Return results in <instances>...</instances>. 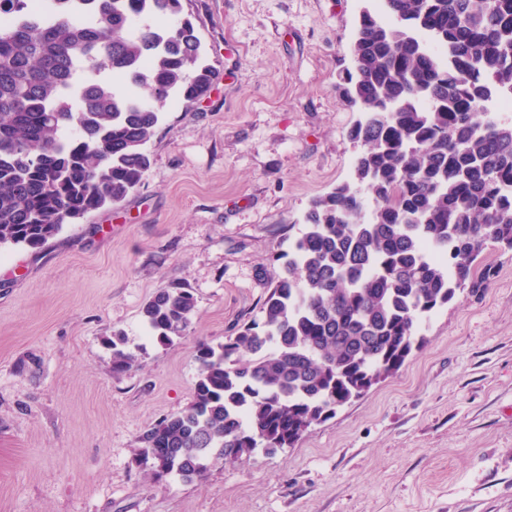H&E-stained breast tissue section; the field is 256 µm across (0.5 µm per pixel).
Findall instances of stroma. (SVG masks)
<instances>
[{"mask_svg": "<svg viewBox=\"0 0 512 512\" xmlns=\"http://www.w3.org/2000/svg\"><path fill=\"white\" fill-rule=\"evenodd\" d=\"M207 97L165 112L143 181L46 246L0 250V512H512V251L487 288L298 443L153 484L140 435L193 400L198 342L259 318L312 200L350 179L359 114L336 88L380 0H183ZM197 299L164 346L141 310ZM137 357L112 370V336Z\"/></svg>", "mask_w": 512, "mask_h": 512, "instance_id": "stroma-1", "label": "stroma"}]
</instances>
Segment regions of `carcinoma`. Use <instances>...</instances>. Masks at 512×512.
Listing matches in <instances>:
<instances>
[{
  "mask_svg": "<svg viewBox=\"0 0 512 512\" xmlns=\"http://www.w3.org/2000/svg\"><path fill=\"white\" fill-rule=\"evenodd\" d=\"M54 2L34 18L29 0H0L13 17L0 24V247L44 245L123 202L164 112L207 95L216 75L182 0ZM382 4L362 11L341 76L362 115L348 131L353 178L312 201L261 319L196 347L191 404L134 449L155 483L293 447L396 373L431 314L486 287L490 270L474 266L486 243L512 251V122L485 109L512 95V0ZM196 308L169 286L142 316L169 345ZM136 362L112 342V371Z\"/></svg>",
  "mask_w": 512,
  "mask_h": 512,
  "instance_id": "1",
  "label": "carcinoma"
}]
</instances>
